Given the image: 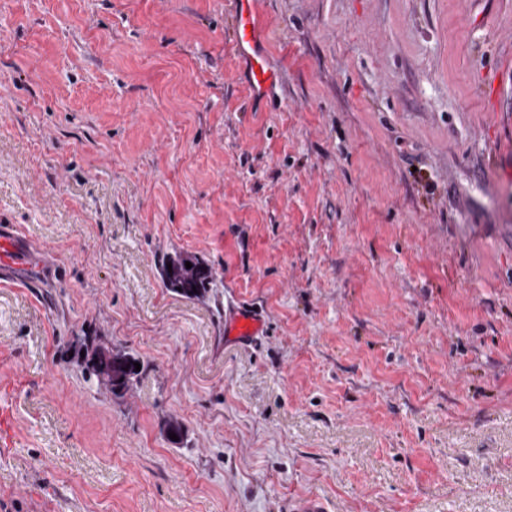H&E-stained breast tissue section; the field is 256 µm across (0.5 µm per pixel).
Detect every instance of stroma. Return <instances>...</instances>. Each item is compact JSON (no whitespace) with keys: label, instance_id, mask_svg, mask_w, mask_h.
I'll use <instances>...</instances> for the list:
<instances>
[{"label":"stroma","instance_id":"stroma-1","mask_svg":"<svg viewBox=\"0 0 512 512\" xmlns=\"http://www.w3.org/2000/svg\"><path fill=\"white\" fill-rule=\"evenodd\" d=\"M257 10L260 103L232 0H0V512H512V0ZM44 265L30 243L12 224L0 225V281L22 282L39 274ZM186 262H190L192 267L186 268ZM167 263L172 264V272L168 271ZM160 270L165 287L189 300L203 299L217 278L212 266L191 254L168 256L162 262ZM263 330V321L259 314L251 309L234 310L224 321V334L239 344H249ZM99 336H86L74 350V358L81 368L83 378L86 381L96 380L98 385L103 386L113 395L127 393L134 384L137 376L143 369V362L139 357L122 350H115L112 346H106ZM84 351L85 357H81ZM98 360V363H95ZM134 362L141 365L140 371H136ZM113 374V377L111 375ZM114 374L119 376L114 380ZM99 375H105L104 380Z\"/></svg>","mask_w":512,"mask_h":512}]
</instances>
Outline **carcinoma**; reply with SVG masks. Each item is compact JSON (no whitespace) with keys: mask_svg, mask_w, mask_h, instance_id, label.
Listing matches in <instances>:
<instances>
[{"mask_svg":"<svg viewBox=\"0 0 512 512\" xmlns=\"http://www.w3.org/2000/svg\"><path fill=\"white\" fill-rule=\"evenodd\" d=\"M187 262L192 267H186ZM169 263L172 264L170 268L167 267ZM161 278L165 287L173 293L189 300H200L206 296L217 273L212 266L194 255L178 254L162 262ZM101 341L99 336L84 337L74 350L76 363L85 380H96L109 393L123 395L133 387L139 375L134 363L140 358L103 345Z\"/></svg>","mask_w":512,"mask_h":512,"instance_id":"obj_1","label":"carcinoma"}]
</instances>
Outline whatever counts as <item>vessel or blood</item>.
Segmentation results:
<instances>
[{"instance_id":"obj_1","label":"vessel or blood","mask_w":512,"mask_h":512,"mask_svg":"<svg viewBox=\"0 0 512 512\" xmlns=\"http://www.w3.org/2000/svg\"><path fill=\"white\" fill-rule=\"evenodd\" d=\"M236 45L252 75L255 101L269 94L273 74L266 66L267 34L259 24L255 0H236ZM43 262L30 243L18 234L13 225H0V281L22 282L41 273ZM263 330L259 314L247 308L234 310L224 321V334L237 343H251Z\"/></svg>"}]
</instances>
